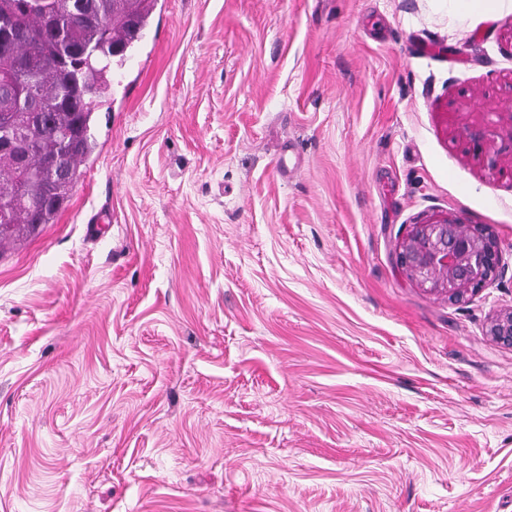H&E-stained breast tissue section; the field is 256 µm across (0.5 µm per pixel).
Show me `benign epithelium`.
<instances>
[{
    "label": "benign epithelium",
    "instance_id": "1",
    "mask_svg": "<svg viewBox=\"0 0 512 512\" xmlns=\"http://www.w3.org/2000/svg\"><path fill=\"white\" fill-rule=\"evenodd\" d=\"M508 120L509 126L498 133L496 156L490 157L492 171L498 156L512 155V112ZM464 135L477 147L490 140L482 124L465 127ZM397 264L411 280L455 303L479 294L500 269L495 236L486 228L470 227L448 216L413 225L398 246ZM486 332L497 343L512 347V306L495 313Z\"/></svg>",
    "mask_w": 512,
    "mask_h": 512
}]
</instances>
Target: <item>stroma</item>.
I'll return each instance as SVG.
<instances>
[{
    "instance_id": "obj_1",
    "label": "stroma",
    "mask_w": 512,
    "mask_h": 512,
    "mask_svg": "<svg viewBox=\"0 0 512 512\" xmlns=\"http://www.w3.org/2000/svg\"><path fill=\"white\" fill-rule=\"evenodd\" d=\"M512 0H158L54 223L0 243V512H512ZM451 216L500 273L395 250ZM397 264L411 280L455 303L479 294L500 269L495 236L448 216L413 225L398 246ZM486 332L497 343L512 347V306L495 313L487 324Z\"/></svg>"
}]
</instances>
